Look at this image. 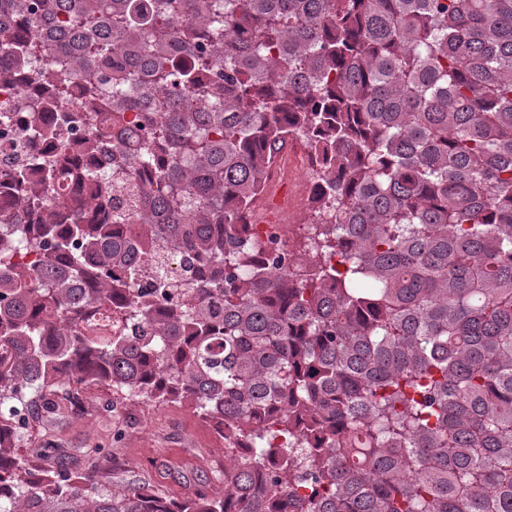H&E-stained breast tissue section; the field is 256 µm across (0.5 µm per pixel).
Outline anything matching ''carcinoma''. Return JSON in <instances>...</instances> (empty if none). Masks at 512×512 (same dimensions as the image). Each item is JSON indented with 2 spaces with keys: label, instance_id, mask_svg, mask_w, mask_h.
Returning <instances> with one entry per match:
<instances>
[{
  "label": "carcinoma",
  "instance_id": "cac0c4a2",
  "mask_svg": "<svg viewBox=\"0 0 512 512\" xmlns=\"http://www.w3.org/2000/svg\"><path fill=\"white\" fill-rule=\"evenodd\" d=\"M5 33L0 80L49 92L28 139L102 108L0 171V512H512V0H0ZM295 135L312 235L262 262ZM94 384L220 420L223 491L33 447ZM309 155L310 150L307 146L296 143L290 146V148L287 147V149L277 157L266 180V191L261 192L259 195L247 220L250 225L251 234L257 241H266L268 234L273 230H277L281 235L285 225H288V230L289 228H294L297 231L304 230L307 225L303 223L306 217V210L303 209L302 205L304 202H301L300 198L307 192V185L303 179L294 174L289 175L288 183H286L281 190L283 194L289 196L290 207H288V198L283 196L280 200L283 208L286 207L288 209V223L291 224H269L261 218H255V215L267 198L269 185L288 175L290 163H293L297 170L304 174V177L309 183L308 189L310 191L314 183L312 180V166L309 163Z\"/></svg>",
  "mask_w": 512,
  "mask_h": 512
}]
</instances>
